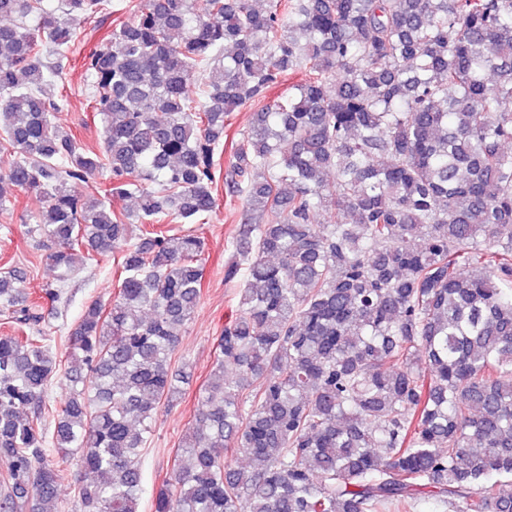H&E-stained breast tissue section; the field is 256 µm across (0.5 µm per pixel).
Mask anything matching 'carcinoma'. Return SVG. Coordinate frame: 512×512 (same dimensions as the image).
I'll return each mask as SVG.
<instances>
[{
	"label": "carcinoma",
	"instance_id": "1",
	"mask_svg": "<svg viewBox=\"0 0 512 512\" xmlns=\"http://www.w3.org/2000/svg\"><path fill=\"white\" fill-rule=\"evenodd\" d=\"M107 7L0 0V211L43 200L27 235L56 271L48 298L119 255L117 295L88 303L64 361L0 272V512H50L52 447L79 451L75 512H140L204 275L200 238L161 225L217 206L224 118L256 101L224 264L237 313L153 512H512V0H130L85 62L94 150L54 124L53 82L73 23Z\"/></svg>",
	"mask_w": 512,
	"mask_h": 512
}]
</instances>
